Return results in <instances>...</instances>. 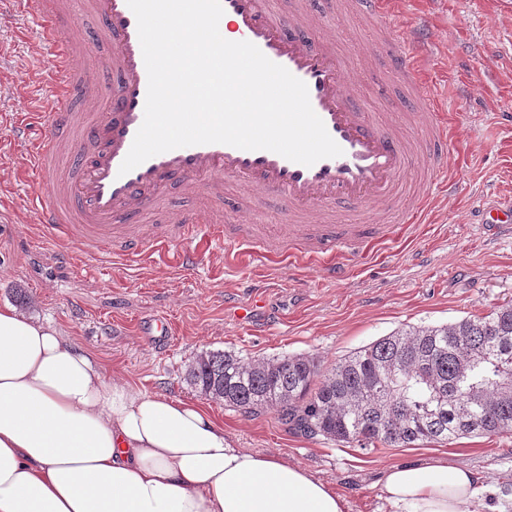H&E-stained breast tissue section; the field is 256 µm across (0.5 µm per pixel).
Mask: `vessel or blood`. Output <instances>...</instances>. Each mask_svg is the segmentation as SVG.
<instances>
[{
  "instance_id": "1",
  "label": "vessel or blood",
  "mask_w": 512,
  "mask_h": 512,
  "mask_svg": "<svg viewBox=\"0 0 512 512\" xmlns=\"http://www.w3.org/2000/svg\"><path fill=\"white\" fill-rule=\"evenodd\" d=\"M221 5L224 20L244 40L307 85L311 106L342 155L305 166L268 150L212 143L173 149L121 173L144 119L148 87L134 13L127 0H30V8L47 23V35L59 44L48 70L54 105L37 114L43 133L28 157L43 186L33 200L37 221L58 237L83 241L97 260L112 254L134 257L151 246L181 242L183 265H194L201 259L196 240L228 248L243 243L208 207L179 214L165 233L152 236L128 218L165 189L187 188L211 200L222 195L225 180L233 179L246 191L279 196L296 219L288 227L289 239L307 242L303 255L321 262L325 278L344 279L347 269L335 256L352 249L358 229L345 224L327 231L324 213L401 209L411 217L424 209L428 195L417 196L407 209L401 192L406 172L423 158L421 144L363 111L357 84L333 43L320 36L317 16L295 10L279 17L264 0H221ZM78 15L99 22V44L68 36ZM389 41L403 62L400 78L412 96L433 100V86L415 79L410 67L412 58L430 46L425 30L393 33ZM420 126L434 157H441L448 142L443 115L421 113Z\"/></svg>"
}]
</instances>
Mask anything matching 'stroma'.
<instances>
[{"label": "stroma", "mask_w": 512, "mask_h": 512, "mask_svg": "<svg viewBox=\"0 0 512 512\" xmlns=\"http://www.w3.org/2000/svg\"><path fill=\"white\" fill-rule=\"evenodd\" d=\"M307 2L320 15L322 34L340 35L345 60H357L378 40L372 0H349L343 13L329 0ZM417 26L434 50L412 65L437 90L433 109L448 125L446 170L432 173L428 185L419 170L408 174V187L432 200L414 223L395 225L391 241L376 244L374 216L360 215L362 241L341 258L350 273L331 281L318 263L278 252L214 246L198 265L185 267L171 245L103 264L87 260L80 241L48 235L31 204L38 179L23 162L36 137L13 139L10 126L50 109L51 89L39 76L58 45L45 38L41 16L20 9L0 15V303H16L25 291V312L92 354L105 377L202 403L238 447L307 468L336 487L348 512H386L379 470L434 457L511 488L512 434L367 454L297 435L274 410L225 406L185 380L206 350L247 360L304 355L326 367L403 326L448 324L512 303V237L481 224L485 206L512 199V0H396L390 30ZM398 67L394 54L377 52L360 100L376 120L412 126L425 106L409 96ZM448 179L455 194L444 189ZM227 188L220 202L225 224L243 232L258 224L287 237L288 214L276 197H252L242 211L235 182ZM198 203L195 194L171 188L134 221L161 231L172 215ZM252 299L260 300L259 311L252 321L240 320L238 306ZM152 319L167 324V335L145 333Z\"/></svg>", "instance_id": "35a3bbf8"}]
</instances>
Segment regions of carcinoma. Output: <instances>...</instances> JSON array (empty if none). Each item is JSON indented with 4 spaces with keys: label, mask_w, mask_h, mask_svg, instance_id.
Instances as JSON below:
<instances>
[{
    "label": "carcinoma",
    "mask_w": 512,
    "mask_h": 512,
    "mask_svg": "<svg viewBox=\"0 0 512 512\" xmlns=\"http://www.w3.org/2000/svg\"><path fill=\"white\" fill-rule=\"evenodd\" d=\"M187 382L245 413L273 409L289 430L367 453L512 434V305L399 329L322 369L309 356L200 353Z\"/></svg>",
    "instance_id": "obj_1"
}]
</instances>
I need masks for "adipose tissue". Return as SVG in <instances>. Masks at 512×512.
Segmentation results:
<instances>
[{
  "mask_svg": "<svg viewBox=\"0 0 512 512\" xmlns=\"http://www.w3.org/2000/svg\"><path fill=\"white\" fill-rule=\"evenodd\" d=\"M393 512H505L432 458L382 470ZM335 488L235 446L200 406L106 379L50 323L0 306V512H347Z\"/></svg>",
  "mask_w": 512,
  "mask_h": 512,
  "instance_id": "obj_1",
  "label": "adipose tissue"
}]
</instances>
